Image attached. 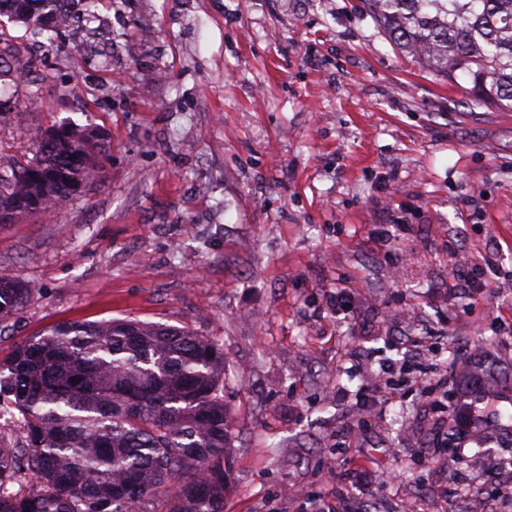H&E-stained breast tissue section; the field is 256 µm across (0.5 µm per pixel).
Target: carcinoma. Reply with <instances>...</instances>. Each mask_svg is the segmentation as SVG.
<instances>
[{
	"label": "carcinoma",
	"instance_id": "carcinoma-1",
	"mask_svg": "<svg viewBox=\"0 0 512 512\" xmlns=\"http://www.w3.org/2000/svg\"><path fill=\"white\" fill-rule=\"evenodd\" d=\"M96 0H0V17L31 14L60 35L94 17ZM400 52L482 103L512 109V0H361ZM35 67L0 29V82ZM104 139L83 136L0 177V208L52 210L98 179ZM36 167L48 178L21 173ZM36 289L0 276V321ZM224 351L187 328L137 319L62 322L0 356V512H224L228 472ZM180 497L157 502L172 480Z\"/></svg>",
	"mask_w": 512,
	"mask_h": 512
}]
</instances>
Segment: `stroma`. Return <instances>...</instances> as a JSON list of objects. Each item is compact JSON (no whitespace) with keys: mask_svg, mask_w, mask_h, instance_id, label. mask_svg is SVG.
<instances>
[{"mask_svg":"<svg viewBox=\"0 0 512 512\" xmlns=\"http://www.w3.org/2000/svg\"><path fill=\"white\" fill-rule=\"evenodd\" d=\"M96 33L7 24L38 60L0 161L50 128L104 131L100 180L0 226V276L38 293L0 352L66 321L137 318L217 341L232 372L224 512H503L512 482V110L390 44L359 0H97ZM468 281L448 278L449 265ZM354 291L350 311L326 294ZM473 361L488 401L455 470L430 384ZM409 366L368 416L359 364ZM361 432L351 427L359 419ZM377 479L349 481L359 462Z\"/></svg>","mask_w":512,"mask_h":512,"instance_id":"1","label":"stroma"}]
</instances>
